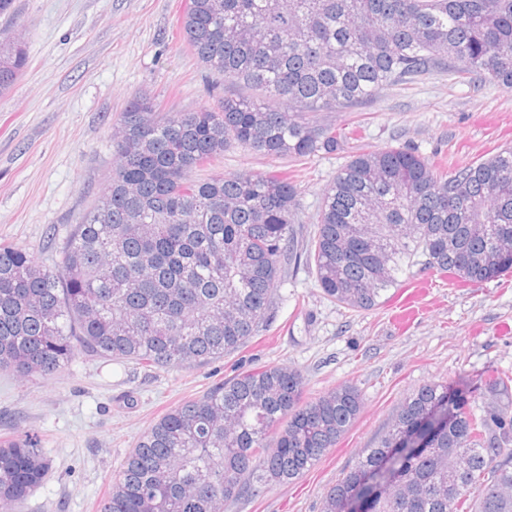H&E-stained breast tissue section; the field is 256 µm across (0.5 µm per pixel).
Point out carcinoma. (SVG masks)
I'll use <instances>...</instances> for the list:
<instances>
[{"mask_svg":"<svg viewBox=\"0 0 512 512\" xmlns=\"http://www.w3.org/2000/svg\"><path fill=\"white\" fill-rule=\"evenodd\" d=\"M180 26L213 83L255 96L176 113L129 101L107 185L58 267L0 242V369L45 377L79 355L205 364L267 325L276 283L302 260L353 311L376 307L406 266L472 284L512 272V147L451 169L411 147L359 153L302 251L292 178L194 177L232 144L274 159L332 153L358 130L305 113L352 109L431 71L512 89V0H188ZM24 67L1 32L0 94ZM304 387L275 365L174 407L141 435L100 512H224L298 479L362 407L354 384L308 400ZM483 388L479 405L461 388H419L322 512H512V374L491 370ZM49 470L38 433L15 428L0 439V504L19 507Z\"/></svg>","mask_w":512,"mask_h":512,"instance_id":"obj_1","label":"carcinoma"}]
</instances>
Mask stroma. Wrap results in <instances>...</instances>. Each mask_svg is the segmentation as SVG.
Wrapping results in <instances>:
<instances>
[{
    "label": "stroma",
    "mask_w": 512,
    "mask_h": 512,
    "mask_svg": "<svg viewBox=\"0 0 512 512\" xmlns=\"http://www.w3.org/2000/svg\"><path fill=\"white\" fill-rule=\"evenodd\" d=\"M186 0H14L0 32L17 33L27 64L0 95V241L54 266L112 169V127L146 94L167 112L213 104L207 69L186 48ZM357 139L304 162L270 160L235 145L217 174L283 171L300 187L297 221L312 235L324 193L354 152L411 145L455 166L512 146V90L472 86L444 72L389 86L353 110L323 112ZM418 267L399 274L380 303L352 311L327 299L300 266L273 291L267 326L236 352L204 366L146 368L79 356L56 376L0 370V437L13 425L39 432L51 470L22 512H98L139 437L185 400L246 371L290 364L313 397L359 388L354 425L302 477L225 505L224 512H321L330 487L376 447L401 403L420 387L479 389L484 372L512 370V273L481 285L434 281L408 328L390 320Z\"/></svg>",
    "instance_id": "35a3bbf8"
}]
</instances>
